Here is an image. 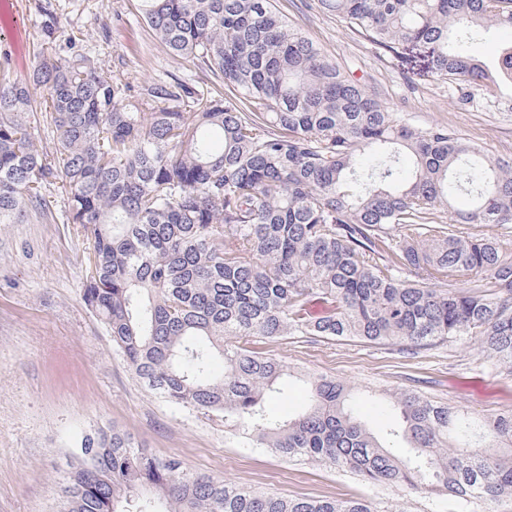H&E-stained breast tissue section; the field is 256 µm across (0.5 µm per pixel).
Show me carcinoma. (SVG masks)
<instances>
[{
  "label": "carcinoma",
  "instance_id": "obj_1",
  "mask_svg": "<svg viewBox=\"0 0 512 512\" xmlns=\"http://www.w3.org/2000/svg\"><path fill=\"white\" fill-rule=\"evenodd\" d=\"M318 3L379 50L427 47L438 80L492 95L512 84V46L493 72L468 49L480 32L512 30V0ZM140 14L228 93L115 74L41 8L33 70L18 81L0 70V224L23 223L62 184L85 239L83 301L172 405L220 414L257 447L370 488L491 512L512 496V412L476 417L405 391L389 395L396 423L376 432L357 408L376 392L246 344L318 336L416 349L479 336L490 360L511 365L512 161L395 116L272 0H140ZM35 89L56 132L51 155L34 142ZM407 159L413 175L399 182ZM462 276L480 290L456 287ZM288 376L308 405L281 420L265 402ZM400 442L405 457L391 451ZM62 494L65 512H379L368 497H283L190 474L115 429L80 434Z\"/></svg>",
  "mask_w": 512,
  "mask_h": 512
}]
</instances>
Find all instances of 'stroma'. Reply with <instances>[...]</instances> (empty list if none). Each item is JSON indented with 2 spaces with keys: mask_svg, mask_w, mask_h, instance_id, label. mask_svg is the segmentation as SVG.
<instances>
[{
  "mask_svg": "<svg viewBox=\"0 0 512 512\" xmlns=\"http://www.w3.org/2000/svg\"><path fill=\"white\" fill-rule=\"evenodd\" d=\"M27 53L11 60L27 76L40 51L36 4L61 8L84 47L116 73L145 79L176 75L203 81L196 61L169 53L140 17L139 0H20ZM289 21L396 116L427 129L445 126L512 160V109L482 92L461 102L456 85L434 79L427 51L376 50L315 0H276ZM25 223L0 224V512H62L60 487L74 463L79 432L118 428L153 454L174 457L193 473L288 496H369L380 512H452L444 496L372 489L352 475L311 461H289L247 445L223 417L166 402L135 377L104 326L85 306L81 234L68 224L66 196ZM258 351L291 367L331 375L361 388L416 390L469 413L512 411V368L489 360L479 338L460 336L417 351L355 339L285 336Z\"/></svg>",
  "mask_w": 512,
  "mask_h": 512,
  "instance_id": "1",
  "label": "stroma"
}]
</instances>
